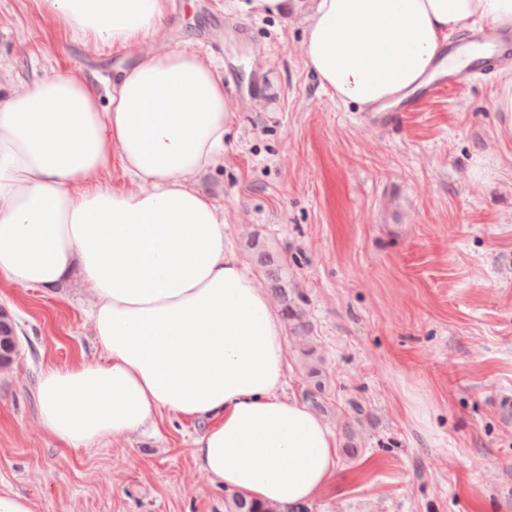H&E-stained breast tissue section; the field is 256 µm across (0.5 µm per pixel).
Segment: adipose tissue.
I'll list each match as a JSON object with an SVG mask.
<instances>
[{"instance_id":"obj_1","label":"adipose tissue","mask_w":512,"mask_h":512,"mask_svg":"<svg viewBox=\"0 0 512 512\" xmlns=\"http://www.w3.org/2000/svg\"><path fill=\"white\" fill-rule=\"evenodd\" d=\"M40 5L86 43L140 49L104 93L72 71L0 87V277L82 288L103 352L43 373L41 426L88 447L168 410L203 423L191 455L220 488L258 503L315 499L335 476L336 438L284 395L282 321L226 246L223 206L199 186L235 110L223 76L207 56L158 45L170 0ZM252 6L305 11L308 69L362 106L414 87L463 25H512V0ZM115 166L129 187L109 185Z\"/></svg>"}]
</instances>
